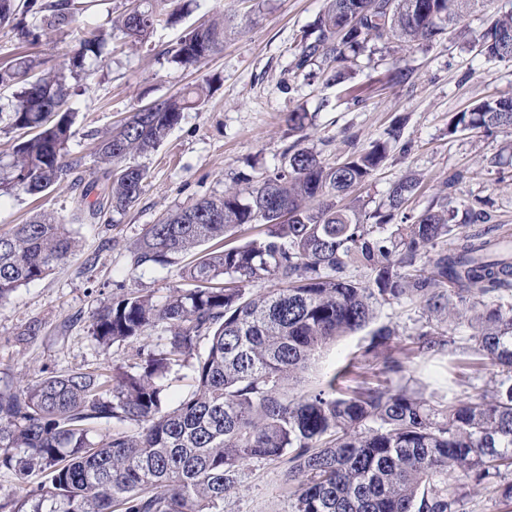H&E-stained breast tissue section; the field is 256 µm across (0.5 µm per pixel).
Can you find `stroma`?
<instances>
[{
    "label": "stroma",
    "mask_w": 512,
    "mask_h": 512,
    "mask_svg": "<svg viewBox=\"0 0 512 512\" xmlns=\"http://www.w3.org/2000/svg\"><path fill=\"white\" fill-rule=\"evenodd\" d=\"M126 0H102L78 11L63 31L39 29L26 17L29 36L14 23L0 24V67L21 54L38 57L44 69L66 63L94 30L111 31L101 59L89 60L72 81L68 106L75 112L70 158L79 173L98 168L91 154L95 138L111 133L132 113L184 87L210 82L206 102L184 112L180 123L154 151L136 156L147 172L139 199L124 214L78 223V189L61 185L47 195L0 198V232L46 213L69 225L78 247L47 277L23 285L0 301V391L31 381L45 371L132 368L138 344H99L92 334L96 314L128 291L161 300L185 285L179 265L134 268L131 253L147 228L169 212L197 200L243 188L249 179L279 167L295 141L289 113L307 112L312 121L306 146L331 162L384 138L400 125L399 141L357 195L376 208L391 183L423 177L421 191L406 206L415 215L434 196L457 209L478 205L489 227L512 233V129L449 132L448 122L471 104L512 96V59L489 60L474 47L490 19L512 12V0H488L469 13L447 38L433 45H391L360 57L347 84L294 75L291 62L303 31L312 29L326 0H194L178 22L157 27L147 45L134 43L112 22ZM224 20V46L199 66L184 68L171 52L185 30L204 20ZM405 70L400 84L387 82ZM454 187H446L450 175ZM425 322L419 305L404 302L377 308L371 328L328 345L302 374L296 392L319 385L325 373L365 344L372 328L392 325L402 336L416 335ZM284 466L250 464L242 487L224 501V512H288Z\"/></svg>",
    "instance_id": "1"
}]
</instances>
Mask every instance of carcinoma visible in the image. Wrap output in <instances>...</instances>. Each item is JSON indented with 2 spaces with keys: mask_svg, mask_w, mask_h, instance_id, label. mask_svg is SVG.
<instances>
[{
  "mask_svg": "<svg viewBox=\"0 0 512 512\" xmlns=\"http://www.w3.org/2000/svg\"><path fill=\"white\" fill-rule=\"evenodd\" d=\"M133 2L121 28L136 42L175 19L162 7L167 0ZM486 2L327 0L314 35L297 44L293 71L307 77L308 68L323 65L342 82L363 53L438 41ZM74 10L73 0H0V23L19 11L61 30ZM508 32L512 14L493 19L477 39L480 53L511 59L502 38ZM223 43L224 23H201L181 37L171 61L195 67ZM105 45L94 32L68 66L40 76L41 62L29 56L0 69L1 84L35 77L9 113L22 134L0 168V198L50 192L80 167L79 159L65 160L74 123L69 82ZM209 89L208 82L191 85L99 140L104 185L78 180L82 198H97L75 220L133 206L147 173L131 159L155 149ZM460 127L512 129V96L458 113L452 130ZM303 141L256 184L167 214L137 244L136 268L195 256L181 271L189 287L161 301L126 292L95 317L93 334L106 345L165 334L164 343L139 353L137 370L47 372L0 392V468L18 479L0 496V512H224L225 497L255 462L287 464L288 512H463L468 493L488 487L512 506V248L489 230L458 232L478 213L450 209L446 197L412 223H394L420 189L416 175L393 182L372 211L350 196L384 161L386 143L329 163ZM341 196L349 197L343 206ZM249 224L259 225V237L225 242ZM211 241L219 248L200 249ZM76 248L66 225L44 213L0 233V299L47 276ZM261 280L278 287L248 291ZM407 300L424 302L428 313L413 346L382 326L320 387L292 392L322 349L371 323L375 306ZM461 323L471 335L455 334ZM203 341L207 351L198 356ZM456 344L460 358L451 365L459 377L496 368L491 394L450 399L410 386L413 359ZM192 357L190 389L171 407L164 380ZM360 357L380 361L397 384H341ZM110 419L134 428L94 441L93 425ZM34 472L45 480L31 488Z\"/></svg>",
  "mask_w": 512,
  "mask_h": 512,
  "instance_id": "obj_1",
  "label": "carcinoma"
}]
</instances>
